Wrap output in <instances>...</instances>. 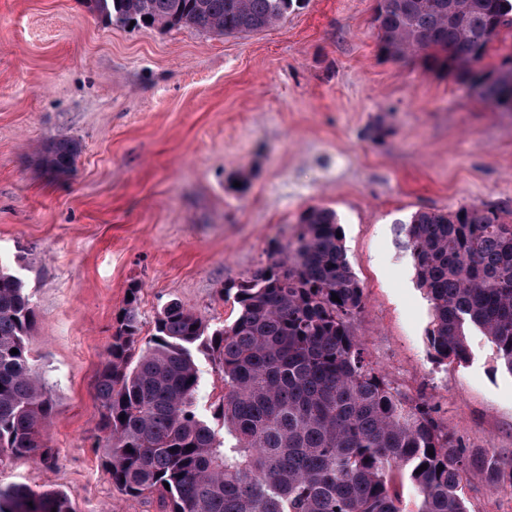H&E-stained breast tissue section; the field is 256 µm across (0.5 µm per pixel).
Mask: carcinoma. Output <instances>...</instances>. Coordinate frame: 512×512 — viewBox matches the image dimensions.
<instances>
[{"label":"carcinoma","mask_w":512,"mask_h":512,"mask_svg":"<svg viewBox=\"0 0 512 512\" xmlns=\"http://www.w3.org/2000/svg\"><path fill=\"white\" fill-rule=\"evenodd\" d=\"M84 3L123 24L238 35L283 21L302 0ZM374 24L386 57L417 59L472 85L487 107H502L500 73L512 54L492 67L483 61L503 28H512V0H377ZM79 154L78 142L59 138L41 149L40 162L66 175ZM400 231L432 305L437 357L467 359L476 329L512 375V221L470 205L418 211ZM339 232L332 209H304L293 236L271 243L266 264L226 288L237 311L225 327L208 326L172 300L141 345L140 288H128L95 384L97 428L106 433V463L120 492L155 495L164 512H401L393 484L405 476L417 490V512H467L462 483L471 470L483 471L494 489L512 487V462L466 452L433 406L367 363L351 332L363 292ZM34 324L23 281L0 264V466L54 458L41 440L53 403L25 341ZM201 349L224 374L222 437L197 409L194 352ZM0 512L73 509L60 491L34 495L18 486L0 488Z\"/></svg>","instance_id":"cac0c4a2"}]
</instances>
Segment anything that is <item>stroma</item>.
<instances>
[{"mask_svg": "<svg viewBox=\"0 0 512 512\" xmlns=\"http://www.w3.org/2000/svg\"><path fill=\"white\" fill-rule=\"evenodd\" d=\"M375 0H307L263 31L128 27L81 0H0V264L23 280L36 322L29 357L54 408L55 459L11 460L0 486L60 491L74 512H159L109 477L95 381L131 285L141 340L176 300L230 324L224 288L266 262L297 216L335 211L363 290L352 320L373 368L470 451L512 461V374L487 336L437 360L431 304L399 231L419 210L487 205L512 219V116L467 83L388 59ZM382 122L380 141L369 128ZM78 141L55 176L36 150ZM250 178L246 193L230 177ZM198 405L214 429L224 392L198 352ZM467 512H512V488L463 481Z\"/></svg>", "mask_w": 512, "mask_h": 512, "instance_id": "35a3bbf8", "label": "stroma"}]
</instances>
